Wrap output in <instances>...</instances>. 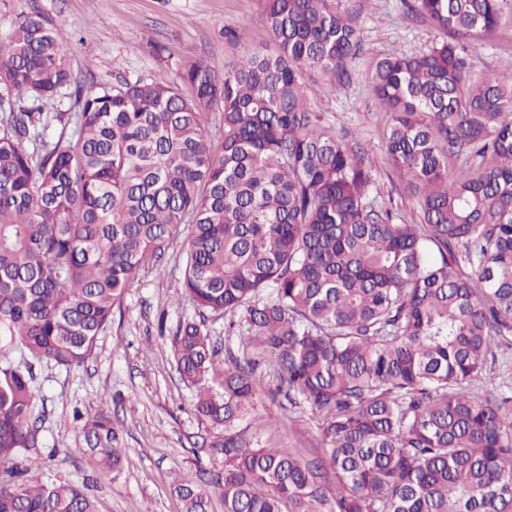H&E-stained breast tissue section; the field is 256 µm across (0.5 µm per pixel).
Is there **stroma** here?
<instances>
[{"mask_svg":"<svg viewBox=\"0 0 512 512\" xmlns=\"http://www.w3.org/2000/svg\"><path fill=\"white\" fill-rule=\"evenodd\" d=\"M413 0H348L367 51L351 63L352 77L339 81L314 73L309 83L327 126L345 142L363 147L377 161L375 185L393 201L402 219L420 221L417 198L385 161L382 130L387 115L367 80L374 59L427 51L441 32L416 14ZM37 9L67 36L65 65L73 85H112L126 78L149 79L183 59H204L224 74L237 61L224 29H239L254 46L269 45L263 0H0V43L18 13ZM165 46L159 62L150 42ZM480 72H512V16L472 43ZM184 245H169L161 268H142L127 289L112 322L80 367L36 369V393L47 413L43 472L86 486L98 512H181L172 492L174 477L209 488L222 460L203 448L205 437L223 435L194 409V391L176 371L169 331L194 316L183 294ZM259 395L240 422L257 447L281 448L307 458L322 454V418L308 404L279 392V379L257 373ZM107 410L127 450L121 470L103 469L81 452L74 411Z\"/></svg>","mask_w":512,"mask_h":512,"instance_id":"35a3bbf8","label":"stroma"}]
</instances>
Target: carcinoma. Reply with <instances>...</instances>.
I'll list each match as a JSON object with an SVG mask.
<instances>
[{
    "mask_svg": "<svg viewBox=\"0 0 512 512\" xmlns=\"http://www.w3.org/2000/svg\"><path fill=\"white\" fill-rule=\"evenodd\" d=\"M414 8L445 39L377 60L369 80L419 224L374 194L373 161L310 101L308 72L348 80L363 53L345 0H264L273 48L224 29L230 73L188 57L175 80L78 89L75 112L51 116L43 102L71 85L67 37L16 17L0 43V512H98L82 486L38 476L34 365L84 363L140 267L182 235L185 297L258 349L221 362L193 318L171 337L195 410L224 427L209 444L224 512H317L323 472L329 512H512V396L472 389L494 348H512V73H477L463 45L512 0ZM52 118L72 129L49 144ZM262 362L323 416L321 458L236 429ZM75 418L84 451L119 470L112 419ZM173 492L208 512L191 482Z\"/></svg>",
    "mask_w": 512,
    "mask_h": 512,
    "instance_id": "carcinoma-1",
    "label": "carcinoma"
}]
</instances>
